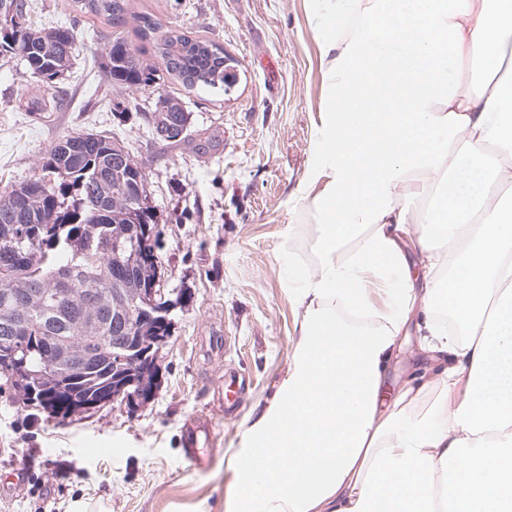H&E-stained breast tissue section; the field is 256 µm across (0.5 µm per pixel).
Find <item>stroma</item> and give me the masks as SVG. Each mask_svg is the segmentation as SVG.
<instances>
[{
	"label": "stroma",
	"mask_w": 512,
	"mask_h": 512,
	"mask_svg": "<svg viewBox=\"0 0 512 512\" xmlns=\"http://www.w3.org/2000/svg\"><path fill=\"white\" fill-rule=\"evenodd\" d=\"M164 27L221 45L237 60L231 94H184L167 82L140 92L110 86L98 61L112 30L73 0H34L31 21L71 24L81 40L70 70L46 86L19 58L0 56V192L31 177L46 151L74 132H106L143 163L161 246V280L181 305L159 353V386L136 409L108 405L67 418L26 416L0 387V512H224L234 477L226 461L246 424L274 396L298 336L290 270L313 267L317 226L299 202L313 162L327 79L308 0H131ZM34 95L62 96L50 121L22 111ZM183 96L195 151L154 139L145 113ZM138 109L114 110L120 99ZM424 357L408 328L386 383L420 379ZM235 390L238 407L225 414ZM204 422L197 468L186 429Z\"/></svg>",
	"instance_id": "obj_1"
}]
</instances>
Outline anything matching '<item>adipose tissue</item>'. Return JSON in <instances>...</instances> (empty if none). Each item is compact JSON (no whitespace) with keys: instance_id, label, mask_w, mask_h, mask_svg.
<instances>
[{"instance_id":"adipose-tissue-1","label":"adipose tissue","mask_w":512,"mask_h":512,"mask_svg":"<svg viewBox=\"0 0 512 512\" xmlns=\"http://www.w3.org/2000/svg\"><path fill=\"white\" fill-rule=\"evenodd\" d=\"M311 17L331 97L300 196L317 261L225 512H512V0H311ZM443 301L454 327H419L431 379L386 398L401 332Z\"/></svg>"}]
</instances>
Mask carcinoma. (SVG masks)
Instances as JSON below:
<instances>
[{"mask_svg": "<svg viewBox=\"0 0 512 512\" xmlns=\"http://www.w3.org/2000/svg\"><path fill=\"white\" fill-rule=\"evenodd\" d=\"M76 10L114 28L134 24L141 46L111 38L100 62L113 86L144 91L169 79L190 94L228 92L234 82L224 48L190 33L164 28L149 13H134L130 0H74ZM78 32L73 26L0 29V53L20 57L33 81L51 84L73 65ZM26 111L46 120L61 108L56 97H34ZM176 135L189 145L191 117L179 97L158 100ZM138 224H156L148 201L144 166L116 138L77 132L58 139L30 179L0 195V238L23 233L21 252L0 247V342L20 336L28 350L23 381L0 357V377L22 396L23 405L67 417L88 402L112 401V337L129 335L132 316L122 306L129 288H147L161 275L149 252H112V237ZM99 237L106 248L83 251L82 241ZM93 361L95 375L74 369L60 346ZM56 362L45 374L43 362Z\"/></svg>", "mask_w": 512, "mask_h": 512, "instance_id": "carcinoma-1", "label": "carcinoma"}]
</instances>
